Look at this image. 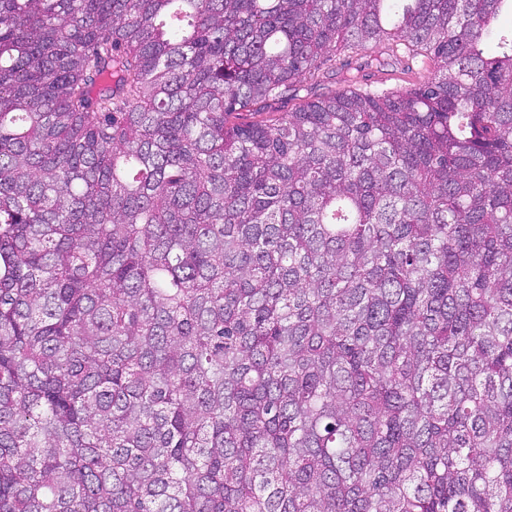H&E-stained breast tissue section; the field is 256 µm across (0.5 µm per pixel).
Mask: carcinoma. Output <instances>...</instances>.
Returning a JSON list of instances; mask_svg holds the SVG:
<instances>
[{
    "instance_id": "obj_1",
    "label": "carcinoma",
    "mask_w": 512,
    "mask_h": 512,
    "mask_svg": "<svg viewBox=\"0 0 512 512\" xmlns=\"http://www.w3.org/2000/svg\"><path fill=\"white\" fill-rule=\"evenodd\" d=\"M506 7L0 0V512H512ZM335 66H338L335 64V61L324 62V64L321 65V72L319 77L320 82L314 84L313 81L304 80L303 83H301L303 86L297 93V97H292L289 99L283 98L282 100L273 102L271 106L266 108L263 114H253L254 112H240L241 115L239 116L238 121L241 123H248L272 115L271 113L289 112L291 109L295 108V106L298 105L302 100L312 97L313 95H317L331 89L340 90L344 87V83L342 81L343 76L342 73L338 72L337 68L335 72ZM370 77H367L372 84L379 85L387 89H399L410 87L427 80L430 76L429 70H421L420 74H406L400 66L391 61L389 65L381 69L368 70Z\"/></svg>"
}]
</instances>
